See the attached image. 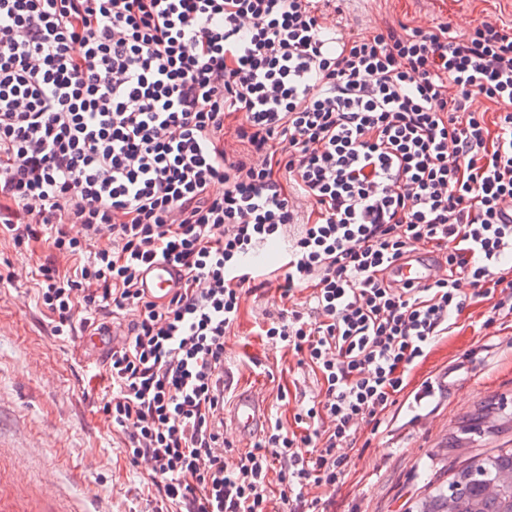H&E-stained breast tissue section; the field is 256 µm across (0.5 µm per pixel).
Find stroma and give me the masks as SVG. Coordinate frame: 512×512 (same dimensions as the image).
<instances>
[{"instance_id": "obj_1", "label": "stroma", "mask_w": 512, "mask_h": 512, "mask_svg": "<svg viewBox=\"0 0 512 512\" xmlns=\"http://www.w3.org/2000/svg\"><path fill=\"white\" fill-rule=\"evenodd\" d=\"M340 8L332 20L340 37L387 21L460 29L488 13L512 26V0H341ZM45 255L40 246L20 252L0 244V268L11 267L18 283L0 294V512H157L146 488L148 464L129 465L120 435L96 412L99 357L80 340L51 336L35 304L30 272ZM278 305L276 293L243 292L224 369L234 389L260 390L268 414L289 424L296 405L277 401L278 388L310 398L321 392L294 354L275 356L258 334L264 315ZM490 308V301L475 299L412 371L413 382L428 378L435 385L426 404L398 407L383 433L362 430L366 445L331 493L335 512H413L467 456L512 448V430L500 427L502 413L512 414V321L485 326ZM490 402L503 404V412L484 418L466 454L448 452L445 442L462 420Z\"/></svg>"}]
</instances>
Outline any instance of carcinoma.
<instances>
[{"mask_svg": "<svg viewBox=\"0 0 512 512\" xmlns=\"http://www.w3.org/2000/svg\"><path fill=\"white\" fill-rule=\"evenodd\" d=\"M506 461L512 462V448H499L489 455L471 457L447 483L435 487L416 502V512H442V501L448 493L463 504V512H481V508L488 506V503L480 499V494L486 484L502 472V465Z\"/></svg>", "mask_w": 512, "mask_h": 512, "instance_id": "obj_1", "label": "carcinoma"}]
</instances>
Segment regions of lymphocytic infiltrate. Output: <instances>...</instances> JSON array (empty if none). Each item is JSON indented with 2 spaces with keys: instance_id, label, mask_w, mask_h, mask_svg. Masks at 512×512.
Segmentation results:
<instances>
[{
  "instance_id": "f902f5d3",
  "label": "lymphocytic infiltrate",
  "mask_w": 512,
  "mask_h": 512,
  "mask_svg": "<svg viewBox=\"0 0 512 512\" xmlns=\"http://www.w3.org/2000/svg\"><path fill=\"white\" fill-rule=\"evenodd\" d=\"M319 3L0 0V241L46 246L52 336L136 311L98 411L163 512H325L360 426L431 397L411 372L473 296L494 300L486 325L512 317V27L340 39ZM277 239L283 306L260 336L323 397L243 450L224 437L225 339ZM420 246L440 274L395 283ZM158 260L181 281L150 298Z\"/></svg>"
}]
</instances>
